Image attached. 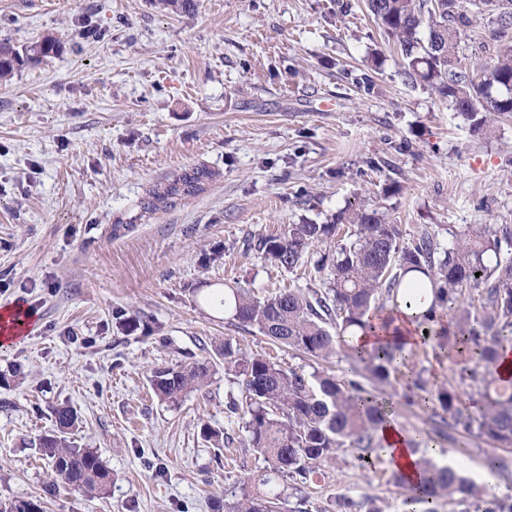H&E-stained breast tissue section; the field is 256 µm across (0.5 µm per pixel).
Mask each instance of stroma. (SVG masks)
<instances>
[{
    "mask_svg": "<svg viewBox=\"0 0 512 512\" xmlns=\"http://www.w3.org/2000/svg\"><path fill=\"white\" fill-rule=\"evenodd\" d=\"M51 34L60 51L0 84V310L28 307L22 340L0 343V501L42 512H222L258 491L264 461L240 448L223 369L177 406L150 388L154 368L189 363L231 337L283 366L314 363L203 305L210 288L264 296L303 284L245 242L348 208L375 209L405 233L419 225L512 224V119L480 132L447 99L405 80L364 0H197L190 14L153 0H0V39ZM202 164L204 192L151 215L153 185ZM120 231H113V224ZM138 316L131 328L115 312ZM410 356L431 388L482 399L436 345ZM387 417L416 448L437 449L484 491L480 501L404 510L385 463L342 454L291 512H334L337 498L388 512H483L512 494V447L438 431L419 396L378 387ZM79 415L73 439L112 473L103 499L66 485L46 494L38 452L51 409ZM211 428L229 445L212 447Z\"/></svg>",
    "mask_w": 512,
    "mask_h": 512,
    "instance_id": "obj_1",
    "label": "stroma"
}]
</instances>
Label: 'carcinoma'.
I'll list each match as a JSON object with an SVG mask.
<instances>
[{
  "mask_svg": "<svg viewBox=\"0 0 512 512\" xmlns=\"http://www.w3.org/2000/svg\"><path fill=\"white\" fill-rule=\"evenodd\" d=\"M383 34L396 45L406 78L431 88L451 102L476 128L512 114V0H366ZM60 41L47 35L20 50L0 41V80L20 66L56 54ZM212 173L194 167L152 189L143 209L171 208L204 190ZM448 233V243L440 234ZM329 253L307 272L309 284L290 285L263 297L241 287L224 289L221 304L230 320L252 327L283 349L309 360L327 361L343 351L353 378L324 370L284 368L260 353L248 354L231 337L215 356L153 370L150 384L161 402L177 405L189 392L209 382L216 365L233 377L241 397H230L227 414L244 421L240 447L267 463L258 475L266 487L259 495L244 494L224 504V512H282V482L294 489L310 485L323 462L350 453L371 463L381 459L378 431L383 413L369 388L395 377L428 394L441 426H463L501 447H512V376L499 373L500 349L512 341V225L467 224L444 228L424 224L405 234L377 210L340 213L333 224H290L275 236L257 238L253 248L279 268L299 267L311 247ZM424 302L418 329L427 344L434 338L461 365V374L482 390L483 406L472 414L460 393L427 388L421 372L398 346L366 350L357 335L367 333L380 314L383 326L393 321L407 296ZM449 319L452 329L433 332L430 314ZM56 433L39 440L57 482L97 497L108 493L112 476L99 455L71 440L76 411L52 409ZM418 467L420 484L405 485L394 471L390 480L406 492L405 502L422 497L467 501L481 497L480 488L461 470L439 467L425 454ZM0 512H40L31 500L0 503ZM336 512H384L376 501L365 505L347 497L336 500Z\"/></svg>",
  "mask_w": 512,
  "mask_h": 512,
  "instance_id": "obj_1",
  "label": "carcinoma"
}]
</instances>
